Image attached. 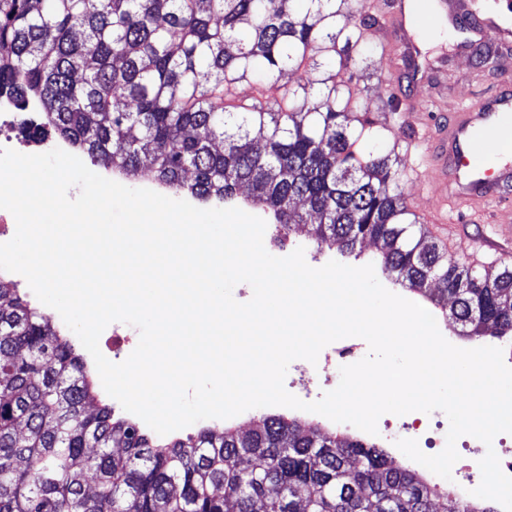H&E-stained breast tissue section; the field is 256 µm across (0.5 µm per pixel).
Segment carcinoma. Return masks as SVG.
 I'll use <instances>...</instances> for the list:
<instances>
[{"instance_id":"cac0c4a2","label":"carcinoma","mask_w":512,"mask_h":512,"mask_svg":"<svg viewBox=\"0 0 512 512\" xmlns=\"http://www.w3.org/2000/svg\"><path fill=\"white\" fill-rule=\"evenodd\" d=\"M294 2L0 0V98L126 177L225 203L245 186L343 256L373 240L382 272L461 335L512 338V264L427 242L359 88L376 6ZM434 494L377 444L280 415L160 441L114 418L50 318L0 288V512H432Z\"/></svg>"}]
</instances>
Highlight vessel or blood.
I'll list each match as a JSON object with an SVG mask.
<instances>
[{
	"label": "vessel or blood",
	"mask_w": 512,
	"mask_h": 512,
	"mask_svg": "<svg viewBox=\"0 0 512 512\" xmlns=\"http://www.w3.org/2000/svg\"><path fill=\"white\" fill-rule=\"evenodd\" d=\"M444 17L458 23L472 18L475 37L501 45L512 41V9L488 10L484 0H439ZM389 29L409 62L418 59L414 32L428 17L407 0H389ZM424 173L444 197L493 208L494 235L481 241L485 254L512 253V84L457 105L435 136H420Z\"/></svg>",
	"instance_id": "b4317fda"
}]
</instances>
